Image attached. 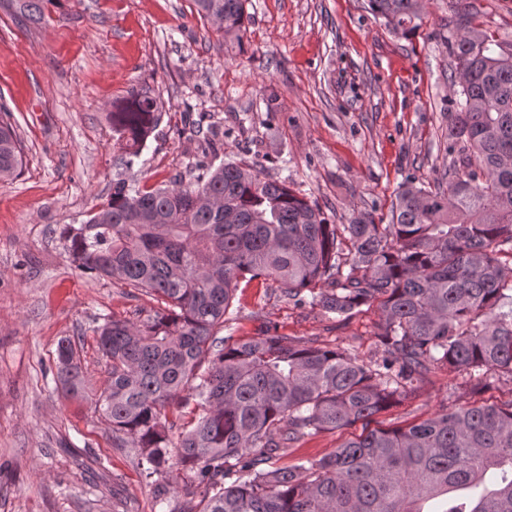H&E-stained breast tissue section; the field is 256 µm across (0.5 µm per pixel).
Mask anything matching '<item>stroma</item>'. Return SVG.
<instances>
[{"mask_svg": "<svg viewBox=\"0 0 512 512\" xmlns=\"http://www.w3.org/2000/svg\"><path fill=\"white\" fill-rule=\"evenodd\" d=\"M42 7V22L29 26L12 0H0V104L25 152L21 174L0 181V512H158L156 483L183 499L185 473L146 477L92 400L108 379L96 319L137 322L158 303L76 269L63 228L107 202L117 172L147 188L189 180L202 158L196 125L223 132L218 161L287 179L331 223L387 218L406 176L448 181L449 22L469 13L511 41L512 0H424L406 35L366 12L363 0H246L239 39L201 20L193 0ZM134 90L159 99L163 119L124 171L109 114ZM236 303L233 336L271 324L281 336L362 357L376 350L378 306L339 323L288 301L272 282L239 289ZM63 339L75 343L86 398L66 397L55 382ZM414 388L373 427H403L476 400L512 401L506 377L476 393L438 369ZM358 432L305 437L280 462L326 456Z\"/></svg>", "mask_w": 512, "mask_h": 512, "instance_id": "1", "label": "stroma"}]
</instances>
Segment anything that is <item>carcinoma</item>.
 Instances as JSON below:
<instances>
[{
  "label": "carcinoma",
  "instance_id": "obj_1",
  "mask_svg": "<svg viewBox=\"0 0 512 512\" xmlns=\"http://www.w3.org/2000/svg\"><path fill=\"white\" fill-rule=\"evenodd\" d=\"M42 21L41 0H14ZM246 0H194L226 35L246 30ZM395 32L421 19V0H365ZM448 33L456 98L448 121V188L414 177L390 222L331 224L288 182L244 165L197 164L186 185L140 188L119 176L106 204L62 236L72 263L157 298L145 319L95 329L109 378L95 406L152 477L176 468L199 503L170 512H512V401L474 402L420 423L371 429L437 368L485 388L512 378V42L468 16ZM162 119L133 92L110 112L130 164ZM23 149L0 105V179ZM342 320L378 303L377 355L363 359L311 340L284 343L270 327L247 340L229 328L236 293L253 281ZM64 394L85 381L68 339L57 348ZM199 415L178 424L171 405ZM361 424L321 458L275 460L304 437Z\"/></svg>",
  "mask_w": 512,
  "mask_h": 512
}]
</instances>
